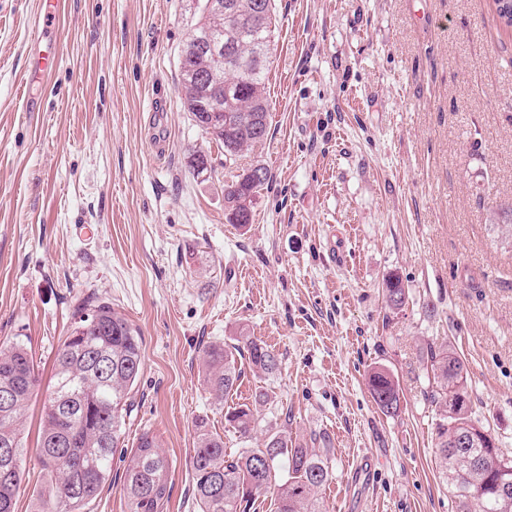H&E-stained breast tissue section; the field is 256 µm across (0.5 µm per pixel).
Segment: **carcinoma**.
I'll list each match as a JSON object with an SVG mask.
<instances>
[{"instance_id": "1", "label": "carcinoma", "mask_w": 512, "mask_h": 512, "mask_svg": "<svg viewBox=\"0 0 512 512\" xmlns=\"http://www.w3.org/2000/svg\"><path fill=\"white\" fill-rule=\"evenodd\" d=\"M263 16L241 13L239 34H224L237 42L238 58L224 61V82L238 86L229 107L231 118L211 122L208 108L225 107L224 90H206L180 82L184 111L193 125L224 148L234 161L256 143L266 139L269 126L256 131L242 118L258 116L266 121L269 104L265 75L276 31L274 0ZM495 13L507 31H512V0H492ZM225 28L224 17L200 9L194 29L183 46L179 69L197 65L193 44L209 31ZM262 180L243 179L244 173L224 183V217L229 224L244 227L253 221V208L260 191L269 184L264 165ZM386 297L393 308L406 297L398 279L387 284ZM206 390L215 404L242 382L245 370L262 378L274 375L279 359L273 349L246 332L237 342H209L199 355ZM436 389L428 394L438 407L435 456L439 474L456 503V512H500L494 477L477 469L474 459L486 457L508 461L512 456L482 440L468 452L448 455V443L476 428L486 429L468 404L467 373L462 360L444 349H430L427 357ZM143 369L140 330L112 304L88 297L76 310V321L55 354L53 382L48 386L41 411L37 448L43 467L54 477L47 495L40 498L38 512H86L112 482L122 481L128 512H164L171 493L172 463L154 433L143 431L132 448L125 444L126 420L136 409L138 383ZM39 386L32 349L18 336L0 341V391L12 393V406L0 409V449H13V456H0V512H16V497L25 475L27 447L23 436L25 412ZM370 394L386 415L400 408V389L385 368L374 369L368 378ZM268 400L259 390L252 401L230 407L226 424L242 447L231 453L224 437L209 429L207 419L194 421V448L190 456L192 492L198 512H245V506L261 494L272 493L275 512H323L319 490L331 478L328 458L292 440L288 430L270 428L263 443L251 445L253 433L265 422L260 407ZM122 466L114 474V463ZM287 476L276 481L279 472Z\"/></svg>"}]
</instances>
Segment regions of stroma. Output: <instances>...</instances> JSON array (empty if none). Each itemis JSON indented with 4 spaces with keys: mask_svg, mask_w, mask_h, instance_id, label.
<instances>
[{
    "mask_svg": "<svg viewBox=\"0 0 512 512\" xmlns=\"http://www.w3.org/2000/svg\"><path fill=\"white\" fill-rule=\"evenodd\" d=\"M276 5L269 135L232 163L180 103L198 0H59L38 112L23 101L44 0H0V339L27 341L46 381L87 296L139 328L125 441L160 438L165 512H197L196 417L239 446L199 349L243 330L280 369L245 373L228 403L265 388L267 421L327 452V512H456L436 468L429 348L461 358L473 413L512 450V238L491 221L512 205V33L492 0ZM256 162L271 179L239 229L224 182ZM381 366L401 391L393 415L368 387ZM41 403L17 512L51 482L35 454Z\"/></svg>",
    "mask_w": 512,
    "mask_h": 512,
    "instance_id": "stroma-1",
    "label": "stroma"
}]
</instances>
